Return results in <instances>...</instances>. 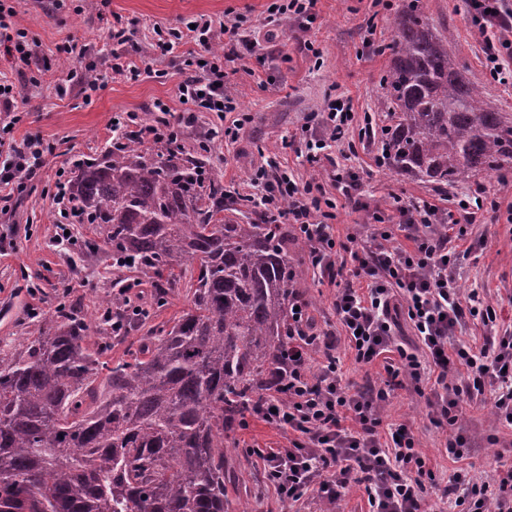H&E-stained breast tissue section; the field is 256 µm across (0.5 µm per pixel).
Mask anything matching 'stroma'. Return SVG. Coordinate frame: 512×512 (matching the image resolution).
Instances as JSON below:
<instances>
[{
  "instance_id": "1",
  "label": "stroma",
  "mask_w": 512,
  "mask_h": 512,
  "mask_svg": "<svg viewBox=\"0 0 512 512\" xmlns=\"http://www.w3.org/2000/svg\"><path fill=\"white\" fill-rule=\"evenodd\" d=\"M388 9H375L372 0H318L317 18L308 30L289 22L283 34L266 45L261 59L245 58L226 63L234 74L228 86L240 110L253 120L235 143L224 140L225 127L235 115L228 112L199 113L193 127L186 129L184 144L196 150L207 141L210 151L207 166L224 183L235 184L241 193H251L254 167L276 162L297 181L313 175L301 157L304 148L301 128L310 113L323 108L327 99H350L356 120L372 113L375 128L386 124L379 108L381 74L390 65L383 48L396 36V16L409 4H417L423 17L437 29H450L455 40L453 53L466 61V77L478 85L486 98L500 111L512 112V86L500 84L484 66L480 45L470 21L467 0H391ZM78 0H66L58 10L48 0H18L16 21L38 42L41 56L52 58L51 71L42 73L41 84L27 87L18 100L22 117L15 129L16 140L38 135L53 144L42 174L29 181L27 189L10 202L8 212L0 213V236L9 247L0 254V339L21 336L30 320L28 308L42 314L54 311L65 302L98 318L104 313V300L118 276L109 262L86 263L79 250L56 240L58 213L49 188L56 169L73 171L74 163L102 159L112 147V120L132 112L138 124H152L158 118L155 101L180 110L177 86L183 80L181 63L199 55L191 43H181L164 54L156 45L155 28H185L189 22L205 17L222 22L241 15L242 25L262 29L267 0H109L106 8L78 9ZM122 17L127 28L124 52L140 65L150 67L152 76L138 80L114 77L109 63L114 45L111 38L115 17ZM313 42L319 57L300 49L301 40ZM73 44L95 60L104 74V86L91 99L79 91L59 96L55 85L73 70L80 69L76 54L57 55V47ZM378 138L349 153L332 147L331 160L322 174L333 166L349 167L360 177L361 207H354L339 191H331L336 203L333 234L338 240L356 236L364 246L373 231L372 215L383 211L387 223L398 220V202L415 200L436 202L442 192L431 184L389 174L381 164ZM482 185L498 197L499 211H480L467 227L464 240H451L460 251L454 269L462 291L478 290L497 309L501 329L512 330V181L501 183L496 177L483 178ZM385 422H409L419 450L437 478L449 479L457 471L493 474L497 462L512 464V429L493 422L492 400L482 394L462 405L461 426L473 439L468 455L455 460L446 455L447 429L434 426L423 400L405 389L396 390L386 407ZM234 444L224 454V464L235 476L227 486L229 512H328L322 499L311 497L289 507L265 479L262 454L285 444L278 430L257 418L237 429Z\"/></svg>"
}]
</instances>
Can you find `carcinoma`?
I'll use <instances>...</instances> for the list:
<instances>
[{"mask_svg": "<svg viewBox=\"0 0 512 512\" xmlns=\"http://www.w3.org/2000/svg\"><path fill=\"white\" fill-rule=\"evenodd\" d=\"M382 76L392 172L439 190L512 165V113L485 100L466 62L412 7L397 18ZM84 249L136 273L163 301L190 273L189 306L171 326L99 361L86 342L127 330L124 297L94 325L64 304L0 348V512H226L224 448L269 384L288 332V298L307 271L288 227L240 201L203 154L180 141L156 149L129 138L70 185Z\"/></svg>", "mask_w": 512, "mask_h": 512, "instance_id": "1", "label": "carcinoma"}]
</instances>
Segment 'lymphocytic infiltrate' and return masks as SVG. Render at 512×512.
Returning <instances> with one entry per match:
<instances>
[{
    "label": "lymphocytic infiltrate",
    "mask_w": 512,
    "mask_h": 512,
    "mask_svg": "<svg viewBox=\"0 0 512 512\" xmlns=\"http://www.w3.org/2000/svg\"><path fill=\"white\" fill-rule=\"evenodd\" d=\"M473 21L482 40L485 66L499 82L512 80V9L506 0H469ZM13 0H0V47L13 56L19 68L30 67L38 53L27 29L14 21ZM223 34L221 52H212L216 34ZM192 41L205 49L202 61L188 62V74L177 87L183 100L176 120L166 119L169 107L156 102L163 117L139 128L138 137L159 143L180 136L197 113L221 110L235 113L229 140L252 120L238 113L228 94L225 62L259 56L260 45L239 20L221 23L203 18L193 28L174 31L162 42V52ZM21 87L0 73V202L22 194L51 151L42 137L16 141L13 128L20 117L17 101ZM348 104L327 101L322 111L311 113L318 134L310 140V165L321 162V152L343 144L354 121ZM258 192L257 205L274 223L297 225L307 248L309 263L320 281L336 289L333 309L348 345L363 364L382 360L385 372L379 382L361 387L344 383L334 354L339 339L329 331H316L303 292L293 294L288 313V343L284 351L287 381L271 383L258 397L253 415L281 430L288 439L282 448L264 458L267 478L283 501L319 497L340 501L350 485L363 486L370 512H436L428 489H440L453 498L459 512H512V466L496 469L490 479L455 473L440 484L416 448L408 424L384 427V411L396 389L424 398L434 425L447 428L445 451L462 458L467 438L460 426L462 404L493 388V415L512 427V333H498L497 311L478 291L462 292L451 269L457 255L448 247L450 237L464 238L467 227L455 216L463 201L449 193L447 207L430 202L403 204L397 225L375 229L363 251L331 234L332 212L326 211L327 190L321 180L292 181L287 172L260 167L251 177ZM353 268H346V260ZM367 279L366 293L353 288L352 279ZM481 321L489 334L481 348L457 342L466 320ZM409 323L422 346L421 353L406 349L399 340L402 323ZM324 363L312 369L314 354ZM466 381H459V374Z\"/></svg>",
    "instance_id": "1"
}]
</instances>
